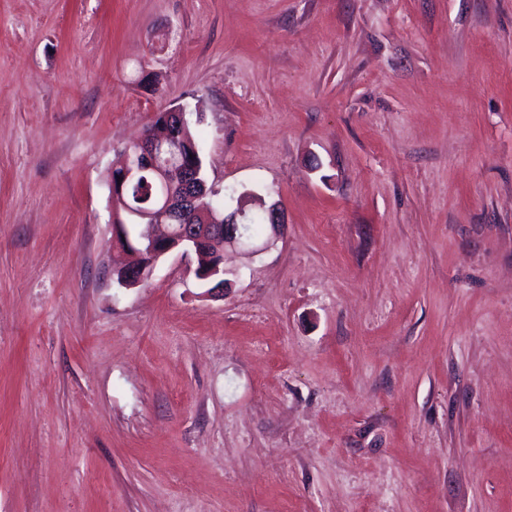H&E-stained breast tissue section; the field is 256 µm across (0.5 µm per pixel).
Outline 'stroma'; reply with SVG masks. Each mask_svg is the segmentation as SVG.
I'll return each instance as SVG.
<instances>
[{
  "instance_id": "35a3bbf8",
  "label": "stroma",
  "mask_w": 512,
  "mask_h": 512,
  "mask_svg": "<svg viewBox=\"0 0 512 512\" xmlns=\"http://www.w3.org/2000/svg\"><path fill=\"white\" fill-rule=\"evenodd\" d=\"M175 106L220 293L112 274ZM0 512H512V0H0ZM178 134L180 160L189 162L197 168V171L193 172V175L197 177L192 179V194L185 190L178 205L173 199L172 194L168 193L167 190L172 189L173 186L187 189L189 186L188 180L192 178V169L188 168L184 163L180 166L179 160L173 161L171 158L163 156L164 147L171 145L176 137L169 130L162 133L156 128H149L144 136L136 142L139 145L140 159L137 162L126 164L122 171L125 157L129 158L137 153L138 146L133 144L120 154L115 164V169L113 168L112 170L114 183H116L118 175L122 172L120 178L122 184L137 181L146 170H151L154 173L147 171L143 174L142 180L137 184L125 185L122 192L123 201H121L120 197L114 201L112 190H110L113 210L116 214L115 224H122L121 227L125 234V239L119 236L115 243L118 242L120 244L119 250L122 249L124 253L132 258L130 264H141L143 261L142 258H135L136 252H141V249L138 247L139 240L132 233V226L138 220L143 219L132 214L130 210H152L155 208V177L158 179L157 185L163 188V192L158 197L159 202L156 205V211L152 217L153 220L148 224L155 231L150 235L141 237L147 246V251L144 255V258L147 260L139 267L132 266L126 269L123 284L127 286L136 285L147 279L158 260L177 249H182L184 253L191 252L195 255L197 261L196 275L202 281H206L212 275L221 271L219 265L222 264L223 266L225 246L240 247L247 250L243 251V254L247 256L258 252L257 249L248 248V224H250L251 217L246 207L252 193H242L238 198L237 209L226 215L224 207L219 209L212 199L215 194L212 188L208 186L199 148L189 125L184 129L180 128ZM180 173H184L181 178L179 177ZM194 196L198 197L197 206L202 208V215H197L201 212L200 209L196 208V197ZM258 201V208L255 211H251L253 214L250 224L251 232L253 226L256 231L263 225L269 224L265 213L268 205L261 198H258ZM217 208L218 210L216 211ZM205 211L210 216L213 214L211 217L219 220L221 224L219 222H216L218 224H211L212 227L208 235H197V230L194 227L195 224L191 223L197 215L196 223L203 224V221L208 219L204 213ZM267 212L270 218L271 234L273 235L271 238L275 239L285 225L284 212L278 202H273L267 209ZM171 221H178L181 224V228L175 229ZM211 245L217 249L216 256H220L219 265L210 271H205L203 266L198 264V255L202 249L209 248ZM224 274L223 266L222 278H224Z\"/></svg>"
}]
</instances>
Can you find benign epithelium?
Listing matches in <instances>:
<instances>
[{
	"label": "benign epithelium",
	"mask_w": 512,
	"mask_h": 512,
	"mask_svg": "<svg viewBox=\"0 0 512 512\" xmlns=\"http://www.w3.org/2000/svg\"><path fill=\"white\" fill-rule=\"evenodd\" d=\"M174 140L175 134L169 131L162 133L155 128L148 129L138 141L139 160L126 164L121 174L120 182L125 184L137 181L144 171L150 170L157 178V185L163 188L150 223L154 233L142 237L147 246L144 255L146 262L126 269L124 284L127 286L147 279L158 260L177 249L196 256L211 245L216 247V255L220 257L224 256L226 246L240 247L247 256L257 253V250L248 247L250 213L247 211V202L252 196L250 192L239 196L237 209L224 217V223L212 225L210 234H196L192 224L194 217L200 213L196 208V197L186 191L177 202L168 193V189L174 186L188 188V180L192 178V169L164 156V147ZM267 212L271 234L276 237L285 225L283 209L279 203L274 202Z\"/></svg>",
	"instance_id": "benign-epithelium-1"
}]
</instances>
